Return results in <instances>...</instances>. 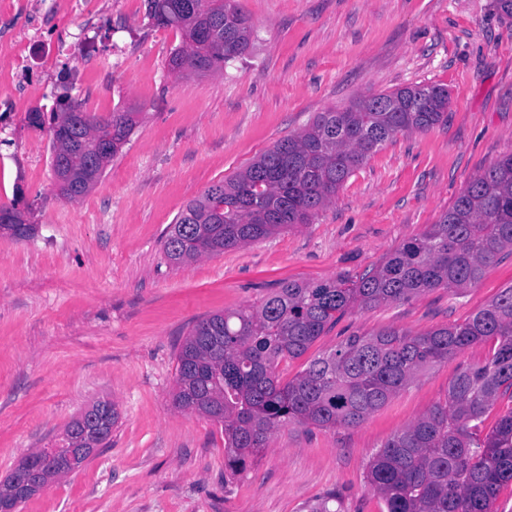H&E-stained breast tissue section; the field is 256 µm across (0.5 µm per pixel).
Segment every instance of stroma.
<instances>
[{
	"instance_id": "obj_1",
	"label": "stroma",
	"mask_w": 512,
	"mask_h": 512,
	"mask_svg": "<svg viewBox=\"0 0 512 512\" xmlns=\"http://www.w3.org/2000/svg\"><path fill=\"white\" fill-rule=\"evenodd\" d=\"M254 38L223 71L175 77L179 32L147 0H27L0 10V207L30 238L0 237V480L37 448L61 442L86 407L112 403L107 448L15 512H383L367 486L372 455L443 401L489 344L423 372L357 427L276 430L246 470L224 468V434L176 409L177 351L202 318L255 304L284 279L358 275L437 223L466 184L512 152V19L495 0H239ZM39 26L26 76L13 78L15 34ZM84 85L54 86L69 70ZM438 84L448 121L386 142L312 223L176 266L163 251L190 200L246 168L317 113L358 96ZM68 99L99 115L142 114L97 185L62 198L52 136L33 110ZM512 285V254L461 294L353 309L280 363L288 381L347 336L464 322Z\"/></svg>"
}]
</instances>
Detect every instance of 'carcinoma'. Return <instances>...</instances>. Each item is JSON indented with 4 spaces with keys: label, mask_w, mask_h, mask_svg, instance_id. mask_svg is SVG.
I'll list each match as a JSON object with an SVG mask.
<instances>
[{
    "label": "carcinoma",
    "mask_w": 512,
    "mask_h": 512,
    "mask_svg": "<svg viewBox=\"0 0 512 512\" xmlns=\"http://www.w3.org/2000/svg\"><path fill=\"white\" fill-rule=\"evenodd\" d=\"M149 4L157 24L194 39L173 49L172 66L206 75L250 46L252 25L238 0ZM448 102L446 87L414 85L319 113L303 131L190 200L164 240L167 259L180 265L310 223L384 143L446 122ZM28 119L50 125L53 155L73 163L69 199L89 190L81 185L85 159L96 154L98 141L112 139V152L97 168L101 177L138 124L134 112L103 116L62 102ZM505 249L512 252V154L476 175L439 223L364 273L322 283L287 280L257 305L198 322L177 353L173 403L221 426L225 466L236 474L274 430L356 427L422 371L489 342L488 358L461 368L444 401L372 455L367 482L385 512H495L498 488L512 482V410L486 434L482 425L495 401L512 393V286L461 324L349 336L284 384L276 370L302 357L349 310L408 301L435 288H469ZM116 419L115 411H103L96 425L74 420L67 432L80 447L96 448Z\"/></svg>",
    "instance_id": "carcinoma-1"
}]
</instances>
